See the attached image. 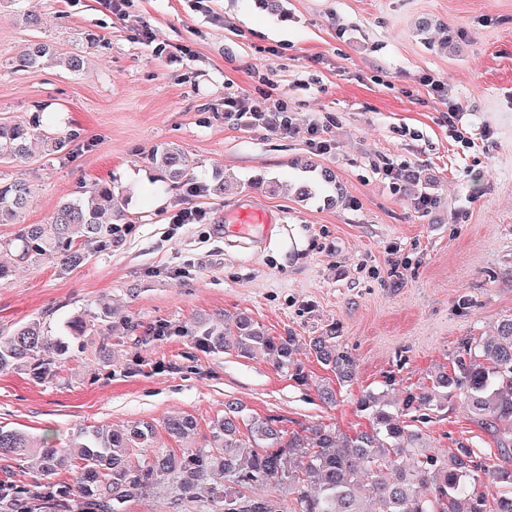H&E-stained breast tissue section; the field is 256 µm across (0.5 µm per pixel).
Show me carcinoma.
I'll return each instance as SVG.
<instances>
[{"instance_id":"carcinoma-1","label":"carcinoma","mask_w":512,"mask_h":512,"mask_svg":"<svg viewBox=\"0 0 512 512\" xmlns=\"http://www.w3.org/2000/svg\"><path fill=\"white\" fill-rule=\"evenodd\" d=\"M60 59L75 73L85 63L82 54L63 57L52 44L34 41L13 65L49 66ZM224 119L245 130L291 129L286 112H226ZM33 136L30 126L0 124V157H25ZM151 161L162 181L175 187L189 175L185 154L176 144L154 150ZM299 184L301 201L320 195L346 203L336 179L314 164L301 169ZM30 197L24 178H0V224L16 223ZM126 201L112 184L95 182L87 197L62 203L50 223L21 225L13 239L0 242V252L10 253L17 262L48 260L76 267L121 238L123 225L113 223V217ZM67 328L68 335L54 336L44 321L34 319L12 335L0 336V372L23 368L37 378L46 376L87 332L80 316ZM198 333L197 342L214 349L271 355L278 370L306 381L294 359L295 338L269 335L246 313L222 330L210 323L200 325ZM312 350L338 382L351 381L354 361L338 348L336 330L314 338ZM456 393L498 447H512V318L500 322L497 336L466 342L452 368L434 373L429 385L404 389L399 406L371 391L362 395L357 409L369 417L371 426L353 436L341 437L330 425L289 433L271 416L246 421L232 402L213 420L204 443L180 454L154 446L155 427L149 422L121 429L102 424L70 436L68 447L77 449L79 465L73 485L67 486L49 481L66 466L67 454L26 432L0 426V456L28 462L41 476L27 487L0 483V512H66L72 493L87 501L89 512H126L129 501L160 484L167 485L179 503L205 480L213 481L211 499L199 512H276L270 501L241 492L263 484L296 494L298 512H512L511 461L504 457L492 464L465 444L440 453L425 441L424 411L437 409ZM164 428L184 438L194 432L196 421L188 414H174ZM145 448L149 453L142 463L131 464V455Z\"/></svg>"}]
</instances>
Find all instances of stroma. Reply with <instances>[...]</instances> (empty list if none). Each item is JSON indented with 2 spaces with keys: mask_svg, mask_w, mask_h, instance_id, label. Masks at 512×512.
Instances as JSON below:
<instances>
[{
  "mask_svg": "<svg viewBox=\"0 0 512 512\" xmlns=\"http://www.w3.org/2000/svg\"><path fill=\"white\" fill-rule=\"evenodd\" d=\"M283 9L127 0L119 13L107 0H0V122L52 112L50 133L67 139L59 153L36 141L26 159H0V177L32 189L19 224L48 223L98 180L130 197L118 245L66 272L22 264L0 282V335L38 317L58 334L77 314L94 326L47 379L0 373V426L61 448L78 427L148 421L157 447L180 452L186 442L161 428L168 415H192L200 443L234 401L288 431L329 424L351 436L370 427L356 409L362 394L398 400L512 316V0H283ZM22 11L40 28L22 24ZM81 32L93 47L80 48ZM34 39L82 50L85 70L13 67ZM428 75L441 91L423 86ZM228 97L257 112L282 99L295 133L236 129L224 120ZM168 143L183 148L189 182L164 192L150 155ZM296 159L330 169L347 204L288 194ZM260 173L280 190L255 188ZM408 173L427 182V208L404 195ZM217 182L223 193H206ZM241 202L269 212L271 230L238 237L224 211ZM184 207L203 209V223H172ZM19 224H0V241ZM242 311L269 335L295 336L306 382L271 357L196 345V320ZM330 330L355 364L344 384L310 349ZM322 384L335 387V404L320 400ZM424 431L441 452L463 442L498 454L457 396ZM196 495L177 507L161 486L127 512H197L209 493Z\"/></svg>",
  "mask_w": 512,
  "mask_h": 512,
  "instance_id": "1",
  "label": "stroma"
}]
</instances>
